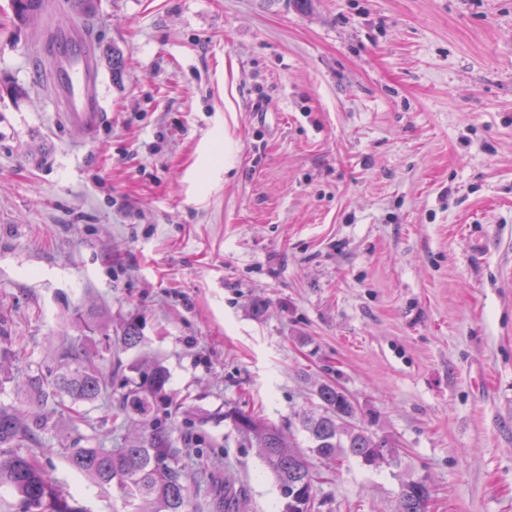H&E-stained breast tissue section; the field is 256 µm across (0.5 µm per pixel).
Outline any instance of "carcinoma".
Masks as SVG:
<instances>
[{
  "label": "carcinoma",
  "mask_w": 512,
  "mask_h": 512,
  "mask_svg": "<svg viewBox=\"0 0 512 512\" xmlns=\"http://www.w3.org/2000/svg\"><path fill=\"white\" fill-rule=\"evenodd\" d=\"M20 22L38 13L43 0H11ZM124 347L141 342L138 323L128 320L121 326ZM168 375L159 365H150L140 380L114 391L117 409L124 421L138 428V434L119 448L100 446L66 449L69 469L93 485L109 486L120 494L129 512H202L203 503L191 495L186 464L173 448L159 407L167 400ZM17 386L29 396L27 407L0 406V488L8 489L14 503H4L5 512H90L74 505L65 484L49 476L36 447V431L46 427L52 417L48 400L63 406L92 403L112 387L99 367L80 351H69L66 362L49 375H17ZM317 405L298 415L309 433L312 446L306 450L286 444L282 429L254 413L233 410L228 413L244 441L258 448L268 469L276 478L284 512H311L315 506L312 490L319 472L313 459L334 461L341 448L363 462L394 460L396 440L379 435L354 423L356 407L350 394L324 384L316 392ZM399 512H428L427 485L411 482L401 485Z\"/></svg>",
  "instance_id": "obj_1"
}]
</instances>
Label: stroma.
<instances>
[{
	"label": "stroma",
	"instance_id": "35a3bbf8",
	"mask_svg": "<svg viewBox=\"0 0 512 512\" xmlns=\"http://www.w3.org/2000/svg\"><path fill=\"white\" fill-rule=\"evenodd\" d=\"M50 23L97 46L94 141L48 93ZM73 348L166 368L205 512H283L228 413L304 447L325 383L399 452L324 472L318 512H399L412 479L430 512H512V0H45L25 25L0 0V406ZM78 410L38 435L69 483L61 449L132 431L112 395Z\"/></svg>",
	"mask_w": 512,
	"mask_h": 512
}]
</instances>
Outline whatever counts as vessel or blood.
Instances as JSON below:
<instances>
[{"label": "vessel or blood", "instance_id": "obj_1", "mask_svg": "<svg viewBox=\"0 0 512 512\" xmlns=\"http://www.w3.org/2000/svg\"><path fill=\"white\" fill-rule=\"evenodd\" d=\"M42 43L52 63L51 85L68 124L92 138L104 117L103 80L96 48L79 27L47 28Z\"/></svg>", "mask_w": 512, "mask_h": 512}]
</instances>
